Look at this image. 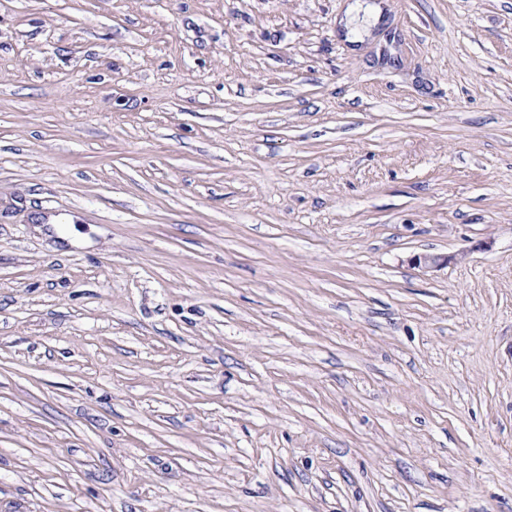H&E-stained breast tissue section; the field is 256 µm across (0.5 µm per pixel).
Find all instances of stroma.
I'll return each mask as SVG.
<instances>
[{"label": "stroma", "mask_w": 512, "mask_h": 512, "mask_svg": "<svg viewBox=\"0 0 512 512\" xmlns=\"http://www.w3.org/2000/svg\"><path fill=\"white\" fill-rule=\"evenodd\" d=\"M353 2L0 0V512H512V0Z\"/></svg>", "instance_id": "35a3bbf8"}]
</instances>
